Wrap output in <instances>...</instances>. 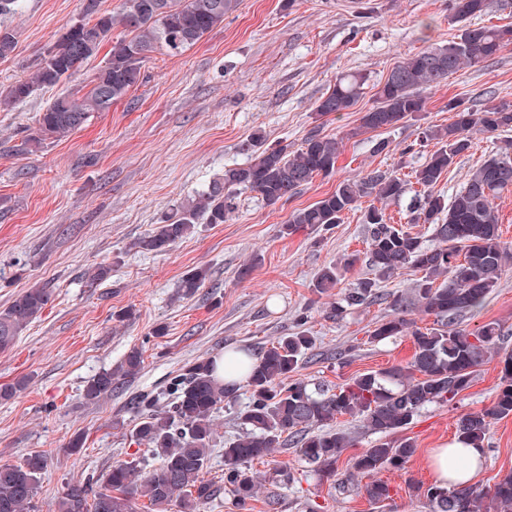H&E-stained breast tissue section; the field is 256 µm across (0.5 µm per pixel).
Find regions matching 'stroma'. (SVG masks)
<instances>
[{
  "instance_id": "stroma-1",
  "label": "stroma",
  "mask_w": 512,
  "mask_h": 512,
  "mask_svg": "<svg viewBox=\"0 0 512 512\" xmlns=\"http://www.w3.org/2000/svg\"><path fill=\"white\" fill-rule=\"evenodd\" d=\"M83 9L84 0H20L6 20L16 47L0 59V94L29 76ZM460 29L448 0H240L235 12L182 54L152 53L143 81L126 99L93 113L67 138L37 149L26 143L54 97L88 91L108 47L58 86L0 106V307L37 283L53 291L41 316L0 353V387L20 386L12 398L0 399V463L20 464L34 451L45 455L37 512H55L67 483L101 478L113 460L135 451L129 438L137 421L135 396L165 390L189 361L231 348L257 355L297 332L300 316H307L315 345L298 379L333 388L362 372L407 365L411 336L373 342L369 334L390 315V297H413L420 277L415 269L381 283L383 300L340 319L327 316L367 274L363 209L344 214L328 231L288 234L284 227L293 211L343 181L376 170L409 178L426 155L407 153L405 145L452 122L449 99L477 108L512 105L510 46L497 59L466 66L423 90L426 108L418 117L392 130H360L375 85L395 64L447 43ZM353 71L368 76L362 98L347 112L318 117L316 100ZM315 130L339 143L332 174L316 177L284 204L270 206L245 193L224 223L198 225L162 252L134 249L136 239L222 178L225 168L247 163L251 155L243 146L254 133L296 150ZM507 140L512 130L475 135L472 149L457 158L437 191L454 195ZM352 254L356 264L343 268ZM101 264L111 266L110 277L90 284L88 269ZM329 265L337 266L339 281L322 294L315 279ZM200 266L209 267L208 280L193 297L179 298L181 279ZM492 321L502 328V348L512 350V268L485 307L462 315L458 325L472 331ZM133 348L143 354L139 374L112 395L85 402L87 382ZM499 378L498 360L489 358L454 402L421 409L406 431L417 444L406 472L378 474L392 489L387 506L368 501L364 478L352 477L348 464L356 451L370 447L373 435L342 417L336 426L354 436L356 446L343 452L335 481L307 472L294 445L275 449L267 462H254V470L284 465L293 482L286 488L265 483L252 512H308L312 505L320 512H429L416 487L433 482L431 450L454 443L461 416L492 405ZM235 412L227 404L216 415L218 452L205 477L218 493L203 512H238L223 489L219 452L239 432ZM77 433L85 445L74 454L67 444ZM484 455L475 482L487 488L512 471V416L493 425Z\"/></svg>"
}]
</instances>
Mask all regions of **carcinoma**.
<instances>
[{
    "label": "carcinoma",
    "instance_id": "obj_1",
    "mask_svg": "<svg viewBox=\"0 0 512 512\" xmlns=\"http://www.w3.org/2000/svg\"><path fill=\"white\" fill-rule=\"evenodd\" d=\"M124 0L116 20L98 9V0H86L84 16L71 23L56 44L34 66L30 76L13 83L6 99L25 101L37 88H52L96 55L112 31L121 23L130 36L118 39L106 65L91 80L90 89L80 97L60 94L39 114L36 128L26 143L36 148L47 140H62L83 126L93 112H106L122 101L144 79L142 68L150 54L166 50L178 55L195 45L224 16L235 11L239 0ZM488 6L487 0H449L453 19L462 24L461 34L444 45L428 47L399 61L384 81L375 85V105L364 113L361 128L389 130L407 118L425 111L422 90L436 87L465 65L494 60L512 45V26L474 23ZM366 74L351 72L339 76L315 103L320 117L352 108L363 94ZM454 121L445 128L425 133V140L410 143L407 153H417L424 141L439 147L413 171L420 186V199L412 211V223L433 226L437 245L426 247L408 230L387 222L383 209L370 205L368 224V265L371 276L349 290L330 308L340 317L350 308L383 300L380 282L408 266L422 273L415 298L393 299L392 314L380 321L369 339L380 342L409 335L414 353L405 368L366 371L330 390L312 387L294 378L313 338L300 331L281 336L261 349L250 366L247 402L238 410L241 433L224 443V490L235 500L240 512H251L252 502L266 480L288 486L291 472L278 465L268 474L252 469L272 449L292 441L301 461L321 480L336 477L337 463L344 449L355 446L349 434L333 427L341 417L359 420L366 432L376 436L370 447L351 458L353 475L369 477L366 496L375 504L391 499L390 485L374 475L382 470L403 472L415 455V441L401 435L426 405H444L470 388L476 373L491 352L500 365V382L492 405L456 422L458 442L484 447L492 423L512 416V351L499 347L502 330L498 323H486L474 331L457 327L458 317L480 311L498 287L512 253L501 241L499 217L494 199L512 187V142L485 160L466 186L451 199L434 193L441 176L457 157L472 147L476 133L512 128V107L492 105L479 109L448 100ZM252 160L224 170L195 198L181 204L155 229L137 240L141 253L162 252L195 232L198 224H222L238 208L240 194L254 192L266 204L286 202L319 175L336 168L339 146L336 139L312 133L296 151L286 144L266 145L256 136L247 144ZM407 181L382 172H371L359 180L341 182L316 203L296 210L286 224L288 233L300 228L326 230L340 223L364 197L377 201L397 199L406 191ZM209 277V269L198 267L179 284V293L191 297ZM336 268L326 267L316 279L319 292L336 287ZM52 291L32 285L0 308V352L9 350L34 322L48 303ZM434 317L433 326L420 328L407 318L409 307ZM139 349L133 348L110 370L88 381L84 400L99 401L112 394L120 381L142 368ZM174 397L141 394L132 400L139 418L130 432V443L146 447L160 459L147 472L136 458L116 460L99 482L87 480L67 485L57 501L56 512H138L136 501L145 498L157 512L177 504L183 512H201L215 496V485L203 477L211 460L214 417L224 403L236 400L238 388L219 382L210 359L185 364L172 379ZM45 469V457L32 452L19 465L0 464V512H36L38 484ZM431 512H480L490 499L492 512H512V473L502 476L493 487L420 488Z\"/></svg>",
    "mask_w": 512,
    "mask_h": 512
}]
</instances>
